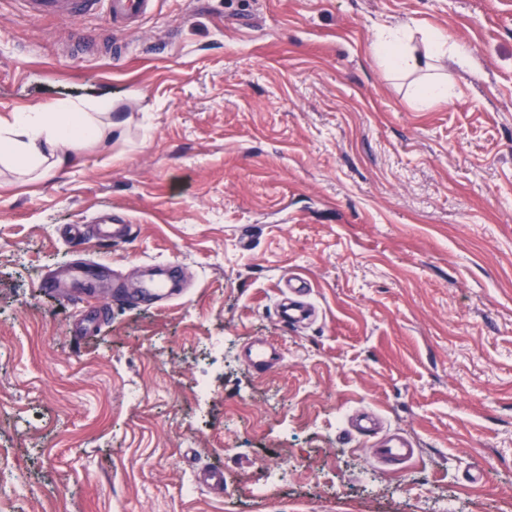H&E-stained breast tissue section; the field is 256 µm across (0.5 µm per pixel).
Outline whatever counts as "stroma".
I'll list each match as a JSON object with an SVG mask.
<instances>
[{
	"instance_id": "1",
	"label": "stroma",
	"mask_w": 512,
	"mask_h": 512,
	"mask_svg": "<svg viewBox=\"0 0 512 512\" xmlns=\"http://www.w3.org/2000/svg\"><path fill=\"white\" fill-rule=\"evenodd\" d=\"M383 26L469 51L422 68L450 100L414 107ZM95 99L106 142L0 166V512H512V0H160L124 33L0 0V116ZM105 210L126 239L69 234ZM149 265L179 292L113 298ZM396 432L415 458L373 461ZM275 352L273 346L264 341L253 343L248 349V364L255 373L263 374L273 364Z\"/></svg>"
}]
</instances>
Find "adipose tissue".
Here are the masks:
<instances>
[{"mask_svg":"<svg viewBox=\"0 0 512 512\" xmlns=\"http://www.w3.org/2000/svg\"><path fill=\"white\" fill-rule=\"evenodd\" d=\"M418 40L428 56L446 57L460 67H468L465 50L436 30L424 31L417 38L404 29H379L371 43L372 57L393 75L407 76L420 65L414 46ZM111 131L110 106L102 101L62 103L0 116V163L27 175L42 176L66 166L79 147L101 141Z\"/></svg>","mask_w":512,"mask_h":512,"instance_id":"ef3b65f1","label":"adipose tissue"}]
</instances>
